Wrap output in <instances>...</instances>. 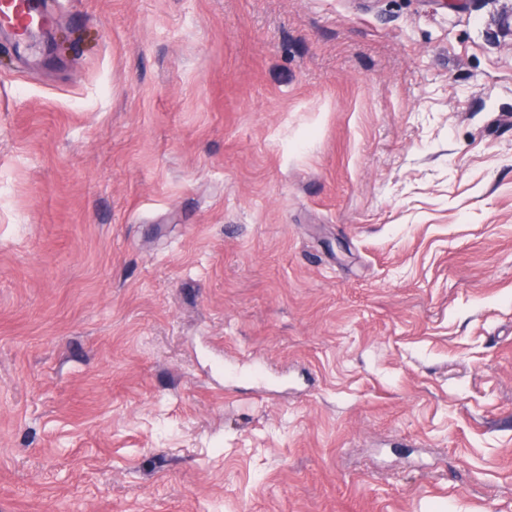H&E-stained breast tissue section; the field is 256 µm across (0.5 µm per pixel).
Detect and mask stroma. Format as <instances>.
<instances>
[{
    "label": "stroma",
    "mask_w": 512,
    "mask_h": 512,
    "mask_svg": "<svg viewBox=\"0 0 512 512\" xmlns=\"http://www.w3.org/2000/svg\"><path fill=\"white\" fill-rule=\"evenodd\" d=\"M47 7L56 62L0 33V512H512V0Z\"/></svg>",
    "instance_id": "1"
}]
</instances>
